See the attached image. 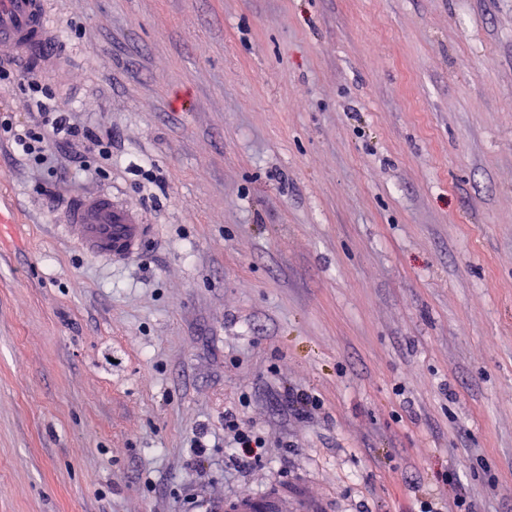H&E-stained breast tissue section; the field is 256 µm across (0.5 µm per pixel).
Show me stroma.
<instances>
[{"label": "stroma", "mask_w": 512, "mask_h": 512, "mask_svg": "<svg viewBox=\"0 0 512 512\" xmlns=\"http://www.w3.org/2000/svg\"><path fill=\"white\" fill-rule=\"evenodd\" d=\"M49 11L52 64L0 48V120L37 79L112 158L52 140L40 169L0 131V512L293 481L326 512H512V0ZM101 189L155 227L119 269L63 226ZM228 409L267 462L230 461Z\"/></svg>", "instance_id": "obj_1"}]
</instances>
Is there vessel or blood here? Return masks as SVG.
Segmentation results:
<instances>
[{
    "label": "vessel or blood",
    "mask_w": 512,
    "mask_h": 512,
    "mask_svg": "<svg viewBox=\"0 0 512 512\" xmlns=\"http://www.w3.org/2000/svg\"><path fill=\"white\" fill-rule=\"evenodd\" d=\"M0 47L8 48L21 64L37 68L57 55L47 0H0ZM76 243L90 256L121 265L136 256L152 235V225L142 223L111 193L95 191L78 199L67 215ZM224 512H318L304 490L282 488L263 495H246L225 501Z\"/></svg>",
    "instance_id": "b4317fda"
}]
</instances>
